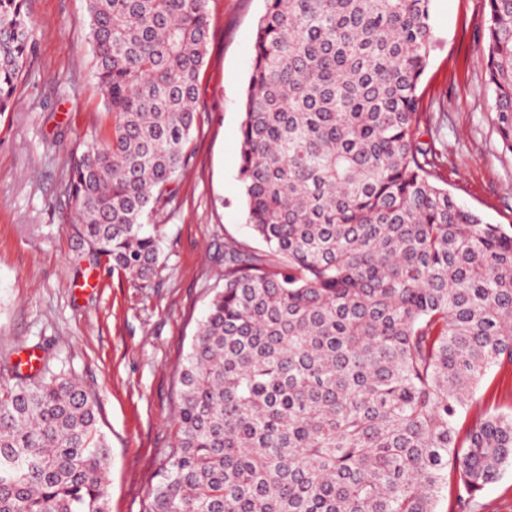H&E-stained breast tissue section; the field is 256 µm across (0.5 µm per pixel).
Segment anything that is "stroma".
<instances>
[{
    "label": "stroma",
    "mask_w": 512,
    "mask_h": 512,
    "mask_svg": "<svg viewBox=\"0 0 512 512\" xmlns=\"http://www.w3.org/2000/svg\"><path fill=\"white\" fill-rule=\"evenodd\" d=\"M210 30L188 165L153 215L161 255L148 284L88 270L61 188L64 161L111 118L94 76L86 0H26L35 49L0 114V384L21 352L49 359L98 399L111 449L109 512H143L174 448L178 376L224 285V245L263 251L238 181L243 93L264 0H208ZM487 0H433L440 41L418 87L435 177L485 222L512 227V151L485 76Z\"/></svg>",
    "instance_id": "stroma-1"
}]
</instances>
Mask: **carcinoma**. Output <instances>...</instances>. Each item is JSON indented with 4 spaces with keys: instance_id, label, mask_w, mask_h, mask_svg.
<instances>
[{
    "instance_id": "1",
    "label": "carcinoma",
    "mask_w": 512,
    "mask_h": 512,
    "mask_svg": "<svg viewBox=\"0 0 512 512\" xmlns=\"http://www.w3.org/2000/svg\"><path fill=\"white\" fill-rule=\"evenodd\" d=\"M238 139L247 223L224 245L180 374L179 436L145 512H460L512 462V405L459 435L512 367V232L438 185L418 86L433 0H264ZM0 0V113L32 49ZM207 0H87L112 129L63 192L89 260L147 283V230L187 165ZM487 80L512 151V0H488ZM97 398L48 364L0 392V512H108ZM511 386L512 374L510 369H495L476 393L475 399L469 408L468 416L471 417L482 410L487 397L494 388L495 391L497 390V396L499 394L502 397L506 395L508 398Z\"/></svg>"
}]
</instances>
